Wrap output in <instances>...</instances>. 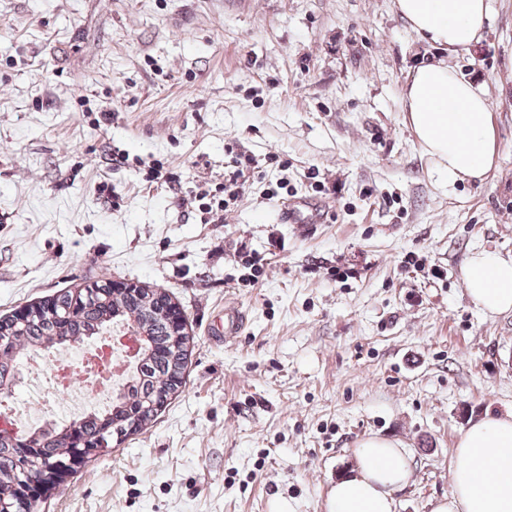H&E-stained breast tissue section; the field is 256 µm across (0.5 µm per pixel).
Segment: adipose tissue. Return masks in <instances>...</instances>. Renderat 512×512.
Wrapping results in <instances>:
<instances>
[{"label": "adipose tissue", "mask_w": 512, "mask_h": 512, "mask_svg": "<svg viewBox=\"0 0 512 512\" xmlns=\"http://www.w3.org/2000/svg\"><path fill=\"white\" fill-rule=\"evenodd\" d=\"M395 7L415 36L439 52L408 74L404 110L409 127L449 182H484L498 157L486 88L459 77L451 57L482 40L489 0H395ZM463 280L468 297L484 314L512 313V256L475 252ZM353 455L354 465L329 490V512H397L396 495L412 480V452L372 436ZM449 469L451 489L432 501L430 512H512V412L485 414L464 429Z\"/></svg>", "instance_id": "ef3b65f1"}]
</instances>
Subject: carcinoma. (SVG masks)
<instances>
[{
  "label": "carcinoma",
  "instance_id": "1",
  "mask_svg": "<svg viewBox=\"0 0 512 512\" xmlns=\"http://www.w3.org/2000/svg\"><path fill=\"white\" fill-rule=\"evenodd\" d=\"M103 281L82 288L61 290L43 300L26 305L31 319L15 324V316L0 317V335L8 334L6 344H0V398L12 394L15 373L23 354L30 349H50L68 346L85 338L102 335L112 325L129 319L137 296L133 292L113 293L99 289ZM173 333L162 321L146 328L145 359L131 367L125 381L112 394V404L105 410L89 411L65 423L31 428L19 435L0 430V499L16 504L17 512H41L42 504L56 488L46 487L39 497L19 498L21 471L34 465L35 476L47 479L57 473L74 477L89 462L88 455L101 443L112 447L119 435H126L125 420L140 414L149 423L158 410L146 409L153 397L166 406L185 385L188 354L177 366L171 365L169 345Z\"/></svg>",
  "mask_w": 512,
  "mask_h": 512
}]
</instances>
